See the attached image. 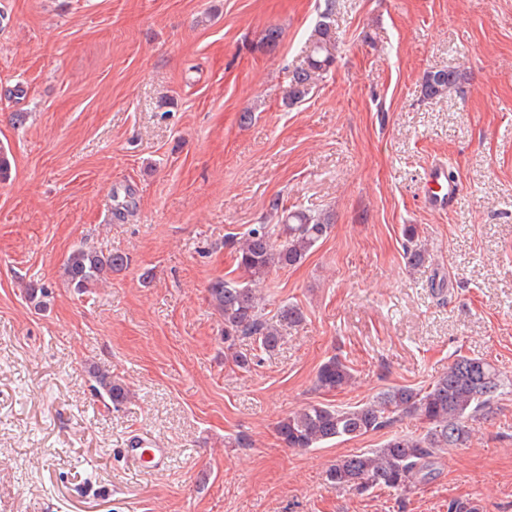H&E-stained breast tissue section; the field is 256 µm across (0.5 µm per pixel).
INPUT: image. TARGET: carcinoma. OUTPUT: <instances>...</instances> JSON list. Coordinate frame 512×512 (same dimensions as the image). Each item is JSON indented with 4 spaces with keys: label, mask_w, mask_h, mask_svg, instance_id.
Segmentation results:
<instances>
[{
    "label": "carcinoma",
    "mask_w": 512,
    "mask_h": 512,
    "mask_svg": "<svg viewBox=\"0 0 512 512\" xmlns=\"http://www.w3.org/2000/svg\"><path fill=\"white\" fill-rule=\"evenodd\" d=\"M335 9L336 0H324V9L308 38L305 64L288 74L283 100L289 106L304 101L316 81L336 62L338 46L331 19ZM462 79L459 70L429 72L422 84L423 95L445 96L457 89ZM268 217L274 223L253 224L241 238L227 242L241 271L240 279L217 278L207 287L210 305L224 320V357L240 369L249 368L255 358L240 349L242 338L252 337L262 351L272 353L283 340L280 327L303 318L296 305H284L273 317H266L267 303L259 285L273 271L302 264L335 224L330 210L310 213L290 209L278 197L270 201ZM403 251L411 266L425 259V245L413 224L404 229ZM127 263V256L119 251L105 253L82 244L68 255L63 277L67 287L83 294L107 275L123 270ZM25 295L35 310L47 309V286L30 283ZM88 374L97 395L113 405L129 399V389L111 373L91 365ZM353 380L352 368L336 355L323 362L316 374L317 386L326 392H341ZM503 386L504 379L495 365L460 355L426 387H391L350 407L308 405L279 420L275 431L287 448H317L329 440L363 436L400 418L415 417L424 424L422 433L394 434L379 448L336 460L327 474L338 489H386L405 496L432 479L438 459L448 449L468 443L471 431L467 422L489 409Z\"/></svg>",
    "instance_id": "1"
}]
</instances>
